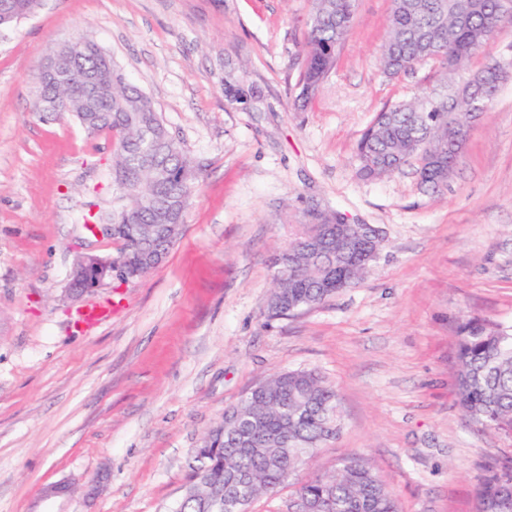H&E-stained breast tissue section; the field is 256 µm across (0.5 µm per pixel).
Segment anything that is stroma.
Here are the masks:
<instances>
[{
    "label": "stroma",
    "instance_id": "obj_1",
    "mask_svg": "<svg viewBox=\"0 0 512 512\" xmlns=\"http://www.w3.org/2000/svg\"><path fill=\"white\" fill-rule=\"evenodd\" d=\"M391 0H356L335 71L295 106L310 0H39L0 26V512H171L193 451L275 373L319 370L341 429L299 480L367 461L399 512H474L512 436L457 404V333L512 326V76L441 192L413 167L360 179L381 109L512 62V25L449 76L378 66ZM84 35L153 101L202 171L182 236L146 276L66 296L77 255L116 257L87 226L111 211L113 141L33 110L35 72ZM380 230L370 272L274 317L271 258L310 206ZM110 321L77 328L90 306ZM66 493L51 494L55 485Z\"/></svg>",
    "mask_w": 512,
    "mask_h": 512
}]
</instances>
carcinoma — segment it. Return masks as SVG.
Instances as JSON below:
<instances>
[{"label":"carcinoma","mask_w":512,"mask_h":512,"mask_svg":"<svg viewBox=\"0 0 512 512\" xmlns=\"http://www.w3.org/2000/svg\"><path fill=\"white\" fill-rule=\"evenodd\" d=\"M0 26L31 13L37 0H4ZM296 95L303 109L336 67V49L355 23V0H312ZM512 23L504 0H392L388 37L380 67L389 77L408 74L433 61L448 74L485 47L499 28ZM75 58L63 61L75 74L60 85L38 66L34 112L43 121L69 113L91 135L116 139L112 160L115 206L112 238L122 242L120 257H134L146 237L164 251L174 245L199 178V168L170 134L151 99L112 69L106 89L88 98L85 76L105 67V54L86 36L75 38ZM508 65L490 60L469 83L478 107L452 108L448 94H425L377 113L357 146V175L376 179L412 165L414 148L430 149L432 162L417 170L421 186L441 191L463 160L471 124L490 111ZM167 228L157 232L156 225ZM336 225L312 224L282 252L275 270L276 291L288 309L320 304L336 295V270L351 267L355 280L369 264L336 254ZM457 400L482 427L512 432V329L479 320L460 327L457 341ZM338 395L315 370L277 374L234 406L240 418L223 421L204 439L206 453H193L192 496L173 512H231L227 504L251 492H275L339 430ZM298 497L320 502L322 512H398L396 502L372 469L346 458L333 475L303 484ZM477 512H512V465L495 468L478 492Z\"/></svg>","instance_id":"obj_1"}]
</instances>
